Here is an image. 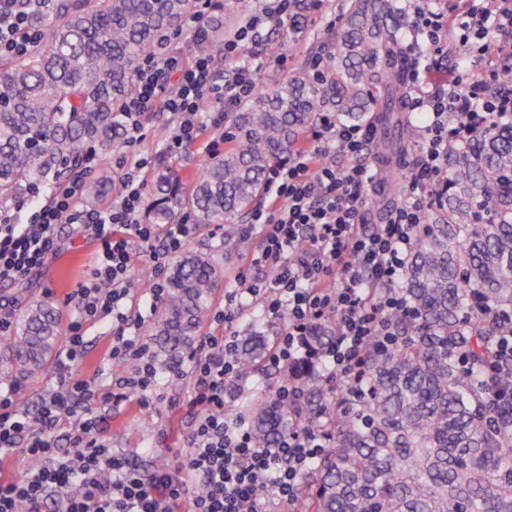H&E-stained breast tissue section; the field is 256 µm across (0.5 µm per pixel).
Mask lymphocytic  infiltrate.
<instances>
[{"mask_svg": "<svg viewBox=\"0 0 512 512\" xmlns=\"http://www.w3.org/2000/svg\"><path fill=\"white\" fill-rule=\"evenodd\" d=\"M48 5L49 0H0V56L29 51L35 33L28 17ZM290 8L291 0H265L261 10L225 39L224 57L233 67L220 82L214 78L210 54L201 52L184 61L170 37H163L140 64L136 91L122 112L128 145L142 140L147 116L158 110L176 118L166 146L171 154L198 142L209 129H220L224 113L256 93L262 64L250 54V46L261 41L272 19L287 17ZM412 28L433 55L442 54L453 35L481 53L492 32L512 31V0H499L493 11L476 0L455 21L419 7ZM413 92L411 108L423 117L422 146L410 192L387 223L363 228L374 180L368 157L376 137L374 122L345 125L323 117L288 164L271 175L267 205L240 227L242 236L256 235L260 242L243 260L236 288L225 292L224 308L214 316L223 331L204 333L187 356L194 384L185 438L191 450L187 464L174 470L160 467L144 476L127 457L100 441L96 431L102 419L95 415L82 418L72 433L73 455L59 456L49 433L82 401L93 399L88 382L60 376L57 389L41 398L34 416L16 407L12 391L0 389V454L19 451L33 463L21 477L0 479V512H43L52 496L59 497L61 512H179L184 503L190 512H268L272 500L282 512H291L298 478L327 448L329 435L321 427H301L279 447L259 448L241 420L225 415L224 386L238 371L232 331L238 297H262L276 324L269 365L291 371L313 359L349 389L361 387L362 354L370 337L383 333V312L398 304L391 287L405 265L422 212L435 202L449 142L512 114V92L465 84L460 74L429 87L414 80ZM207 106L214 112L208 123L200 119ZM452 112L462 116L454 126L448 122ZM97 165V155L88 154L62 184L46 193L32 192L26 223H15L0 210V284L25 280L59 254L63 226L94 242L88 271L72 295L76 314L60 366L68 368L84 356L86 323H111L112 365L138 361V370L122 383L146 408L158 376L127 315L133 271L146 259L156 273H163L167 258L181 252L198 227L171 224L160 236L154 225L138 223L146 186L143 173L150 166L148 158L138 155L123 174L119 206L87 208V175ZM331 318L336 321L335 341L325 351L312 350L313 327ZM106 469L112 473L108 482L100 479ZM196 479L206 493L193 498L189 484Z\"/></svg>", "mask_w": 512, "mask_h": 512, "instance_id": "1", "label": "lymphocytic infiltrate"}]
</instances>
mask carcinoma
<instances>
[{"instance_id": "cac0c4a2", "label": "carcinoma", "mask_w": 512, "mask_h": 512, "mask_svg": "<svg viewBox=\"0 0 512 512\" xmlns=\"http://www.w3.org/2000/svg\"><path fill=\"white\" fill-rule=\"evenodd\" d=\"M195 9V0H52L31 15L30 51L0 57V207L61 177L87 152L123 142L122 105L142 60ZM398 0H348L331 32L330 64L307 61L224 116L234 139L197 170L163 167L147 187L144 217L163 230L192 215L201 226L238 220L262 200L308 129L328 113L358 124L372 112L395 130L391 148H411L400 115L410 84ZM224 19L202 48L221 56ZM117 179L88 181L104 205ZM385 312L392 335L365 351L362 392L353 396L314 364L298 366L297 396L282 402L262 383L226 411L249 418L253 443L275 448L295 429L325 426L329 445L300 478L295 512H512V359L494 353L512 335V121L448 143L436 203ZM224 280L214 254L178 256L148 326L157 371L179 361L207 320ZM0 335V384L55 360L67 325L48 297L32 300ZM336 336L315 326L321 349ZM269 344L250 336L240 378L265 377Z\"/></svg>"}]
</instances>
